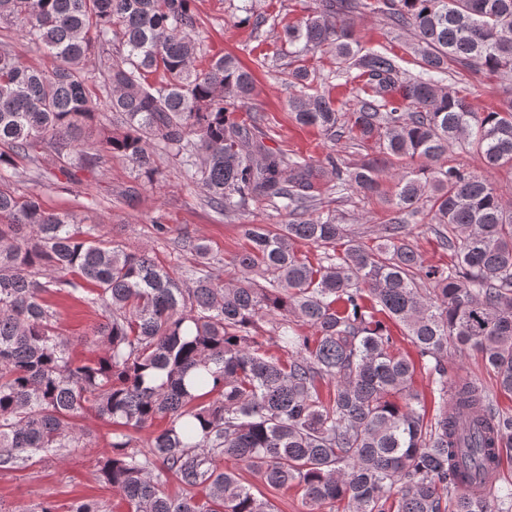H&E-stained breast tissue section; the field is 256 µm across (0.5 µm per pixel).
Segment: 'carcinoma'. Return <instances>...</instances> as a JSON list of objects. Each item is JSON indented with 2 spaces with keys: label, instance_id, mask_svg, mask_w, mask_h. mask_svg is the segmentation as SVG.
<instances>
[{
  "label": "carcinoma",
  "instance_id": "cac0c4a2",
  "mask_svg": "<svg viewBox=\"0 0 512 512\" xmlns=\"http://www.w3.org/2000/svg\"><path fill=\"white\" fill-rule=\"evenodd\" d=\"M359 7L319 0L276 33L294 64V120L375 149L350 167L270 150L260 123L238 120L253 74L232 55L199 62L195 0H0V18L58 61L39 70L0 43V468L87 447L76 419L92 412L113 426L98 480L133 512H273L220 468L226 457L275 490H301L308 512L343 500L348 512H512V484L496 481L512 416L471 381L448 385L447 366L448 350L474 349L512 395V209L487 178L448 165L463 144L486 169L512 170V103L481 110L445 83L453 67L512 74V0H380L394 27L417 35L420 71L408 77L398 56L362 47ZM105 45L115 50L98 59L103 103L88 66ZM315 52L337 73L359 71L352 111L314 87ZM103 105L119 128L100 129ZM157 146L181 157L216 213L261 199L289 216L240 225L248 247L221 285L194 270L176 278L148 249L96 239L7 184L20 158L69 179L116 154L150 182ZM328 169L339 196L377 194L392 170L395 216L375 247L321 210ZM401 214L435 225L453 262L424 267ZM297 241L323 252L301 257ZM65 289L101 308L85 343L103 355H72L45 299ZM261 321L287 358L267 355ZM389 321L427 361L441 399L432 419ZM158 419L166 426L141 442ZM171 479L182 494L165 491Z\"/></svg>",
  "mask_w": 512,
  "mask_h": 512
}]
</instances>
